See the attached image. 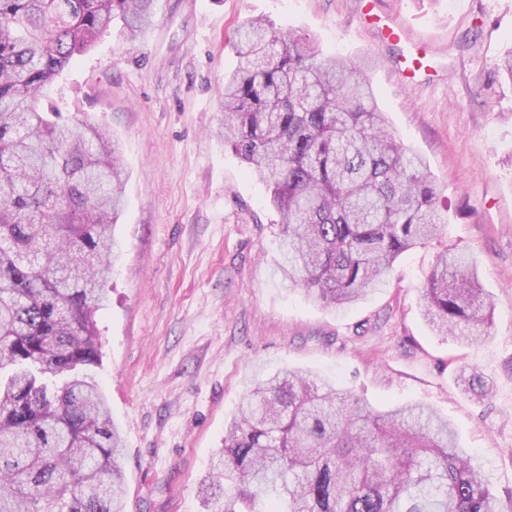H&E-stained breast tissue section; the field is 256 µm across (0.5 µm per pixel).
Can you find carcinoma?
<instances>
[{
  "instance_id": "1",
  "label": "carcinoma",
  "mask_w": 512,
  "mask_h": 512,
  "mask_svg": "<svg viewBox=\"0 0 512 512\" xmlns=\"http://www.w3.org/2000/svg\"><path fill=\"white\" fill-rule=\"evenodd\" d=\"M157 0H0V512H125L123 446L99 384L96 314L118 256L119 145L44 107L74 59ZM224 143L281 216L280 271L327 306L366 298L447 218L423 159L398 141L364 68L277 32L237 30ZM424 317L476 344L492 325L476 261L438 259ZM210 512H512L420 404L373 409L286 370L255 382L212 456Z\"/></svg>"
}]
</instances>
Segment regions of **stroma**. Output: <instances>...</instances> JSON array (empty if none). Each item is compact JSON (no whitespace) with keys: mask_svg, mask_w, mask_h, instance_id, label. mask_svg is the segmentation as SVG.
Wrapping results in <instances>:
<instances>
[{"mask_svg":"<svg viewBox=\"0 0 512 512\" xmlns=\"http://www.w3.org/2000/svg\"><path fill=\"white\" fill-rule=\"evenodd\" d=\"M362 0H160L137 39L106 32L58 81L54 101L109 129L127 173L114 233L123 251L96 316L103 386L124 439L127 512H203L198 485L252 382L285 369L329 378L373 408L423 403L447 416L490 487L512 493V0H378L421 45L360 26ZM262 17L368 77L394 134L424 157L448 218L401 255L384 288L344 310L289 289L280 217L224 145L234 32ZM466 251L494 308L486 338L435 335L422 289L439 254ZM482 373L488 394L464 389Z\"/></svg>","mask_w":512,"mask_h":512,"instance_id":"obj_1","label":"stroma"}]
</instances>
